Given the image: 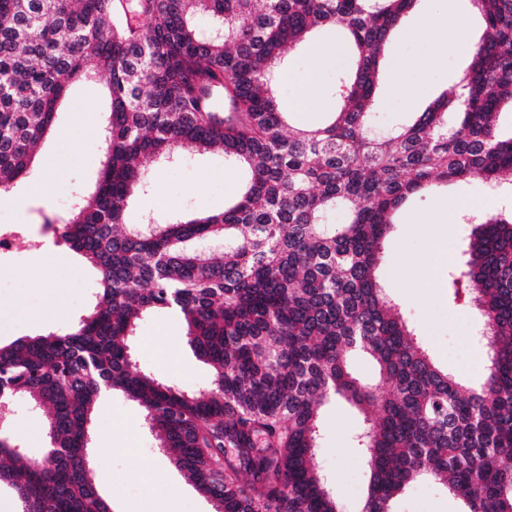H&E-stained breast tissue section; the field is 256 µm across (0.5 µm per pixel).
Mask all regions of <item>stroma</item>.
Instances as JSON below:
<instances>
[{
  "label": "stroma",
  "mask_w": 512,
  "mask_h": 512,
  "mask_svg": "<svg viewBox=\"0 0 512 512\" xmlns=\"http://www.w3.org/2000/svg\"><path fill=\"white\" fill-rule=\"evenodd\" d=\"M455 10L470 15L471 41L478 40L484 25L473 16L470 0H418L415 8L393 31L385 50V65L377 89L376 127L385 131L423 109L456 84L469 62V43L447 49L442 37L423 33L430 17ZM323 50L313 60L311 45ZM340 27H322L310 43L289 51L287 70L277 72L275 86L282 111L292 113L301 125L321 123L334 111L336 78L350 69ZM314 75L321 85L319 99L297 109L299 80ZM103 80L76 85L58 114V135L37 150L39 165L18 190L35 198L34 211L54 209L57 198L83 189L95 176L101 159ZM150 188L128 212L129 222H140L148 213H218L238 195L242 174L218 153L185 154L175 165L147 164ZM53 175L54 186L43 193V180ZM454 205L456 214L512 209L482 182L452 183L414 200L401 210L384 243L386 262L379 280L388 296L403 309L416 338L434 360L449 372L473 382L483 377L474 363L460 365L442 355L443 347H457L468 330V311L452 306L442 288L447 267L429 273L426 261L434 231L429 220L439 208ZM10 277L0 284V342L25 336L46 335L68 328L90 306L98 284L90 263L67 247L56 252L29 251L0 262ZM137 366L162 382L185 391L207 386L212 372L190 349L186 326L178 314L158 311L145 316L131 342ZM362 424L358 411L340 400L321 409L317 460L343 512H358L369 469L356 442ZM0 434L14 438L29 457L40 456L46 446L41 415L29 412L24 398H16L0 418ZM91 446L97 455L94 468L105 470L110 480L100 487L112 512H213L169 455L159 450L155 437L143 424L138 404L119 391L104 395L95 409ZM394 512H460L459 501L444 485L423 481L406 488L393 502Z\"/></svg>",
  "instance_id": "1"
}]
</instances>
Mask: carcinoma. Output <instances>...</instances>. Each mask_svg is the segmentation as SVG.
<instances>
[{
  "instance_id": "cac0c4a2",
  "label": "carcinoma",
  "mask_w": 512,
  "mask_h": 512,
  "mask_svg": "<svg viewBox=\"0 0 512 512\" xmlns=\"http://www.w3.org/2000/svg\"><path fill=\"white\" fill-rule=\"evenodd\" d=\"M416 2L138 0L133 31L123 0H0V192L31 175L73 87L106 78L100 169L60 235L97 271L91 308L62 333L0 343V401L46 413L41 457L0 436V485L23 512H112L85 453L106 390L139 405L214 512H342L316 458L331 399L364 415L359 512H392L420 480L447 485L463 512H512V216L470 220L445 284L449 301L484 320L476 385L435 364L377 276L412 196L471 179L512 194V135L496 123L512 107V0H472L485 33L465 92L377 134L380 59ZM319 26L347 31L355 69L338 78L326 121L296 126L273 75ZM210 151L244 173L223 212L126 222L149 189L144 160ZM337 209L344 222L328 223ZM161 309L183 317L213 369L208 389L184 392L133 365L139 322ZM355 355L388 391L352 372Z\"/></svg>"
}]
</instances>
